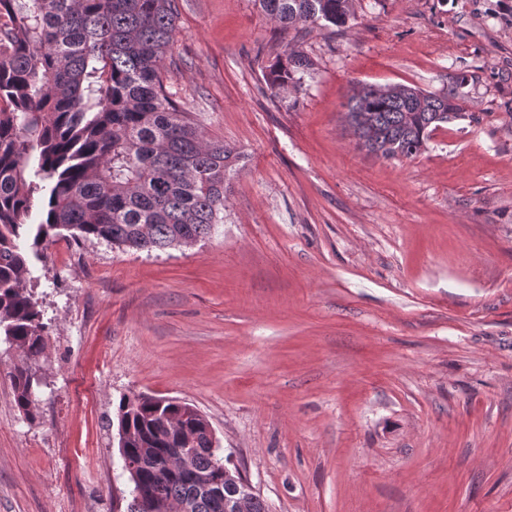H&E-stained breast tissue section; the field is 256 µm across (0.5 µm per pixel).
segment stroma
<instances>
[{"label": "stroma", "instance_id": "35a3bbf8", "mask_svg": "<svg viewBox=\"0 0 512 512\" xmlns=\"http://www.w3.org/2000/svg\"><path fill=\"white\" fill-rule=\"evenodd\" d=\"M167 84L242 154L224 221L147 253L50 245L37 417L0 337V512H113L121 397L194 405L269 512H512V0H354L279 28L176 0ZM313 68L272 96L285 51ZM457 88L413 158L358 147L354 84Z\"/></svg>", "mask_w": 512, "mask_h": 512}]
</instances>
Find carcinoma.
Returning <instances> with one entry per match:
<instances>
[{"instance_id":"1","label":"carcinoma","mask_w":512,"mask_h":512,"mask_svg":"<svg viewBox=\"0 0 512 512\" xmlns=\"http://www.w3.org/2000/svg\"><path fill=\"white\" fill-rule=\"evenodd\" d=\"M256 2L283 29L355 18L353 0ZM175 22V0H0V334L20 351L12 386L28 419L46 336L30 259L58 238L163 251L224 221L241 153L173 99L162 63ZM312 66L291 50L263 78L277 95ZM346 97L358 145L388 159L417 155L464 110L453 89L353 85ZM207 426L185 401L120 399L119 447L147 501L130 491L129 512H224L234 486Z\"/></svg>"}]
</instances>
